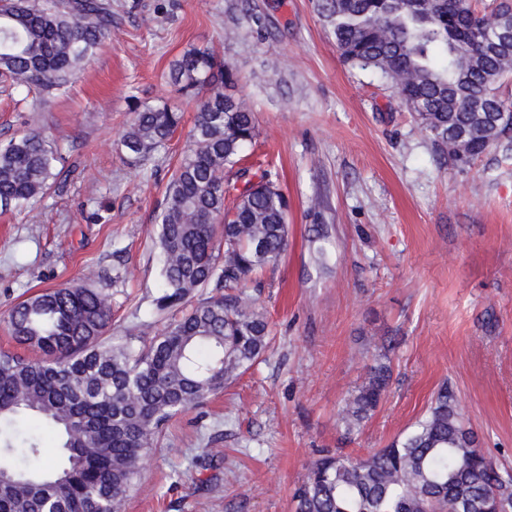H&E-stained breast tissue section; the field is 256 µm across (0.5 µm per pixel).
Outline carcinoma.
I'll return each instance as SVG.
<instances>
[{
  "instance_id": "carcinoma-1",
  "label": "carcinoma",
  "mask_w": 512,
  "mask_h": 512,
  "mask_svg": "<svg viewBox=\"0 0 512 512\" xmlns=\"http://www.w3.org/2000/svg\"><path fill=\"white\" fill-rule=\"evenodd\" d=\"M347 65L373 68L436 151L467 163L512 132L498 93L512 77V0L477 11L471 0H315ZM112 34L105 0H0V82L48 101L66 93ZM172 82L200 97L191 144L159 214V310L205 298L146 341L104 340L105 299L90 288L34 293L12 309L8 332L37 359L0 352V512H122L140 463L166 423L203 404L270 344L269 323L242 288L288 242V201L269 170L250 185L243 152L255 115L229 94L237 75L209 47L175 59ZM182 113L163 103L135 112L120 140L132 163L165 147ZM58 149L25 130L0 144V202L45 196ZM392 378L378 360L340 413L348 439L379 407ZM60 439L46 460L41 435ZM295 512H512V470L478 448L453 392L442 385L413 429L367 457L323 452L293 493Z\"/></svg>"
}]
</instances>
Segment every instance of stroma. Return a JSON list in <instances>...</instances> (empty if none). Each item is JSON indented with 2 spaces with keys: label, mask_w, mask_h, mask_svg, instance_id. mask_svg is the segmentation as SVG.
<instances>
[{
  "label": "stroma",
  "mask_w": 512,
  "mask_h": 512,
  "mask_svg": "<svg viewBox=\"0 0 512 512\" xmlns=\"http://www.w3.org/2000/svg\"><path fill=\"white\" fill-rule=\"evenodd\" d=\"M109 2L112 38L68 94L41 104L0 87V144L33 128L61 149L40 202L0 209V352L17 349L12 307L46 288L96 289L111 338L175 318L154 304L156 216L196 117L167 78L185 50L211 47L236 70L259 130L248 164L288 199L287 249L246 287L269 348L165 425L123 512H291L318 449L385 447L444 384L480 448L512 469V139L466 164L441 157L387 78L342 62L312 0ZM164 102L181 126L129 165L120 139L135 110ZM385 356L386 396L342 440L345 400Z\"/></svg>",
  "instance_id": "obj_1"
}]
</instances>
